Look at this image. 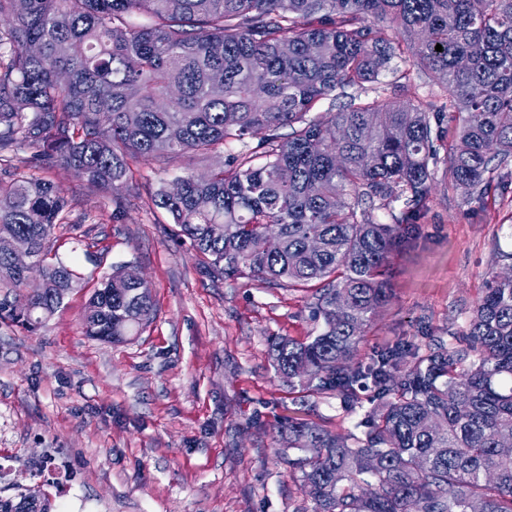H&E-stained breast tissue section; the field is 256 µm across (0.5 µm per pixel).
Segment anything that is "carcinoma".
Instances as JSON below:
<instances>
[{
	"mask_svg": "<svg viewBox=\"0 0 512 512\" xmlns=\"http://www.w3.org/2000/svg\"><path fill=\"white\" fill-rule=\"evenodd\" d=\"M133 14L147 23L130 25ZM394 58L408 65L402 88L416 68L444 101L401 109L369 95ZM233 143L243 149L224 166L149 198L214 277L321 283L309 303L316 334L270 338L273 367L288 387L332 392L348 412L359 387L377 405L360 436L281 423L311 512H512V453L500 448L512 440V278L494 277L463 330L425 352L396 346L355 361L388 298L389 257L424 219L439 165L469 204L500 188L490 171L512 166V0H29L20 14L0 0V158L34 147L112 192L141 162ZM66 209L52 182L4 171L0 233L25 238L46 273L28 311L0 302V319L34 331L78 286L69 265L47 262ZM23 281L0 253V286ZM153 314L150 284L124 262L90 296L83 326L120 343ZM51 509L0 495V512Z\"/></svg>",
	"mask_w": 512,
	"mask_h": 512,
	"instance_id": "carcinoma-1",
	"label": "carcinoma"
}]
</instances>
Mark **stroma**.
<instances>
[{"label": "stroma", "mask_w": 512, "mask_h": 512, "mask_svg": "<svg viewBox=\"0 0 512 512\" xmlns=\"http://www.w3.org/2000/svg\"><path fill=\"white\" fill-rule=\"evenodd\" d=\"M223 162L187 153L144 165L113 194L69 167L40 169L68 201L58 255L82 285L37 331L0 319L1 493L40 487L53 512H310L298 471L279 460L281 422L310 419L345 435L372 393L361 391L351 415L336 396L290 389L267 340L314 332L310 290L212 277L149 204V191ZM448 181L438 174L422 224L389 259L391 296L359 360L400 342L422 350L460 329L512 265V183L471 207ZM126 261L152 288L153 321L120 344L86 336L92 290Z\"/></svg>", "instance_id": "stroma-1"}]
</instances>
